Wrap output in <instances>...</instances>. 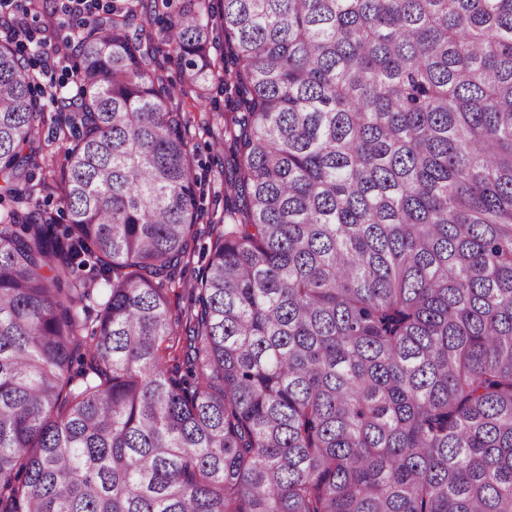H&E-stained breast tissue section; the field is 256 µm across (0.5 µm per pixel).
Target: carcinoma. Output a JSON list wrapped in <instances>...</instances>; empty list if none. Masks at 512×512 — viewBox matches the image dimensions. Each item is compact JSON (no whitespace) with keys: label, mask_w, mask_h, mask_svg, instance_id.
Masks as SVG:
<instances>
[{"label":"carcinoma","mask_w":512,"mask_h":512,"mask_svg":"<svg viewBox=\"0 0 512 512\" xmlns=\"http://www.w3.org/2000/svg\"><path fill=\"white\" fill-rule=\"evenodd\" d=\"M75 48L64 91L0 40V512H512V0H130ZM187 101V106L184 105L190 120L187 137L194 154L196 191L204 199V211L196 225L195 237L189 240L188 263L177 271L168 292L170 307L176 315L189 306V289L208 260L212 229L215 228V233L219 228L215 224H224V196L228 194L224 182V151L228 146L224 143V113L229 108L225 107L221 85L216 84L211 99L201 104ZM55 113H48L47 125L42 131V140L48 144V151L55 156L56 172L53 180H50L48 188L43 189L39 193L40 202L43 208L50 212L58 220H62V172L61 164L63 163V154L68 142L61 134L55 133L54 124L51 122V116Z\"/></svg>","instance_id":"obj_1"}]
</instances>
